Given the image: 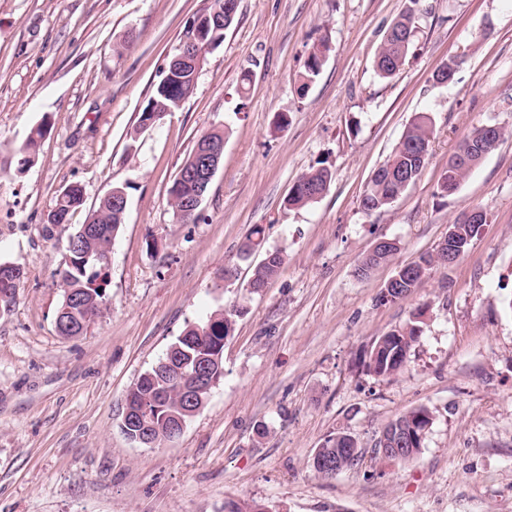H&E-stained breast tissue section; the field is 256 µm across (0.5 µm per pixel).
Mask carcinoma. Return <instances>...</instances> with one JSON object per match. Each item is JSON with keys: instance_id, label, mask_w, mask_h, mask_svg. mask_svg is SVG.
<instances>
[{"instance_id": "obj_1", "label": "carcinoma", "mask_w": 512, "mask_h": 512, "mask_svg": "<svg viewBox=\"0 0 512 512\" xmlns=\"http://www.w3.org/2000/svg\"><path fill=\"white\" fill-rule=\"evenodd\" d=\"M420 0H409V6L393 21L386 31L375 59V71L383 79L398 74L414 54L415 15ZM193 22L204 30V43L208 48H198L200 60H205L209 50L217 47L224 40L228 26L216 24L212 11L198 14ZM329 52V46L323 42L314 53L309 54L305 64L303 79L310 83L319 75L322 59ZM198 71L184 62L170 60L163 72V77L155 85L153 94L141 112L138 122L144 126L152 116L158 113L173 112L195 90ZM434 119L428 112H418L409 121L389 158L372 173L367 187L360 199L361 210L372 214L390 207L421 176L427 158L420 155V147L430 143L433 134ZM47 131L46 124L35 126L26 141L20 146L21 165L35 161L39 140ZM506 131L497 126L481 125L468 134L463 142H473L474 150L466 154H455L449 161L438 183L440 194L456 192L469 172L478 166L504 139ZM332 171L326 166L312 168L297 180V186L290 188L286 204L301 208L316 202L330 187ZM197 194V186L189 181L173 182L168 191V203L177 222L194 223L200 218L199 212L188 215L181 213L185 201ZM84 205V190L81 185L72 183L57 196L54 207L47 214L46 224L57 226L66 224L72 212ZM125 217L118 216L108 199L100 200L98 206L88 215L80 228L86 229V236L80 240L79 247L70 252L71 261L62 264L58 277L62 288L73 290L77 299L70 315L74 333H86L88 328L101 315L108 303L106 291L101 289L97 280L101 277L106 263L103 253L110 250L112 239L124 224ZM455 229L453 241L469 249L468 239L475 237L479 226L455 218L451 223ZM264 229L254 227L240 246V256L249 258L263 252L262 259L255 265L249 281L251 293H258L269 280L274 278L282 268L285 258L278 250H263ZM400 250V242L388 239V242L368 252L357 265L356 274L367 278L381 264L390 262ZM448 265V240L438 243L435 251L424 255L419 260L402 265L395 271L399 276L396 287L399 291L391 294V301L403 300L414 292L419 283L436 266ZM235 313L216 311L207 320L198 324H189L176 341L170 345L160 362L146 371L135 387L131 389L133 403L147 406L151 410L153 432L165 434L170 422L184 416L180 383L174 376L161 372V362L174 357L192 368L196 363L214 367L213 374L217 380L224 377V341L234 331ZM423 309H418L409 322L398 329L390 330L376 337L366 350L363 370L375 377L386 378L406 365L414 345L422 336ZM433 411L419 407L398 417L395 423L403 433L405 451L398 456L400 461H408L422 448L426 435L432 425ZM356 445L353 437L346 431H339L325 439L321 455L330 457L339 470L353 467L360 456L352 455L348 448Z\"/></svg>"}]
</instances>
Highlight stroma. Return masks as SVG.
Here are the masks:
<instances>
[{
	"label": "stroma",
	"instance_id": "1",
	"mask_svg": "<svg viewBox=\"0 0 512 512\" xmlns=\"http://www.w3.org/2000/svg\"><path fill=\"white\" fill-rule=\"evenodd\" d=\"M212 0H0V262L21 266L0 311V512H512V0H422L415 54L390 79L374 59L408 0H239L194 93L152 127L138 118L193 18ZM134 42L123 47L126 34ZM330 51L304 84L313 45ZM457 60L453 80L436 69ZM418 112L434 133L421 177L391 207H359L372 172ZM48 122L38 156L19 147ZM508 130L458 191L449 157L475 127ZM225 132L194 224L168 189L197 140ZM333 173L303 208L284 203L311 168ZM85 204L46 234L60 191ZM128 197L112 242L108 304L87 333L58 335L56 271L70 234L113 187ZM487 222L454 264L405 300L381 298L397 266L433 252L462 211ZM285 263L260 293L239 247L254 225ZM382 237L401 249L369 278L359 260ZM424 309L396 375H367L371 341ZM236 310L224 378L172 443L121 431L129 389L185 327ZM430 407L420 452L374 454L382 429ZM348 431L353 468L318 477L308 461Z\"/></svg>",
	"mask_w": 512,
	"mask_h": 512
}]
</instances>
